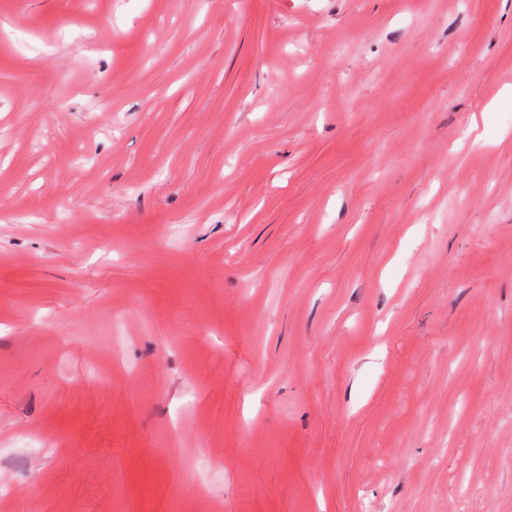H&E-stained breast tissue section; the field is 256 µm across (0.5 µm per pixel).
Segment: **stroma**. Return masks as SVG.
Returning <instances> with one entry per match:
<instances>
[{"mask_svg": "<svg viewBox=\"0 0 512 512\" xmlns=\"http://www.w3.org/2000/svg\"><path fill=\"white\" fill-rule=\"evenodd\" d=\"M0 512H512V0H0Z\"/></svg>", "mask_w": 512, "mask_h": 512, "instance_id": "stroma-1", "label": "stroma"}]
</instances>
